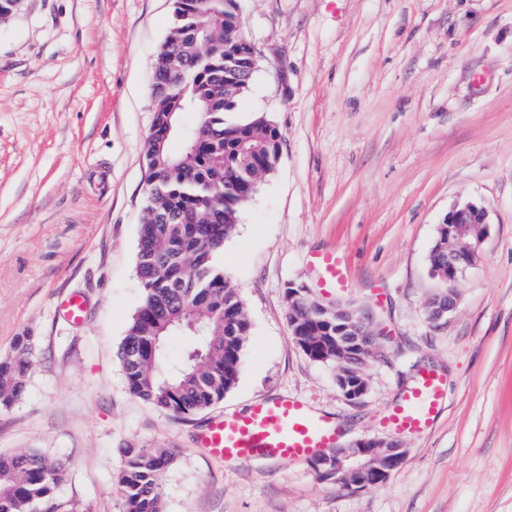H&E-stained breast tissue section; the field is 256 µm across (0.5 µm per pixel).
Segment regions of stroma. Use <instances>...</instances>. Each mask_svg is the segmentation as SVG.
I'll list each match as a JSON object with an SVG mask.
<instances>
[{
    "label": "stroma",
    "mask_w": 512,
    "mask_h": 512,
    "mask_svg": "<svg viewBox=\"0 0 512 512\" xmlns=\"http://www.w3.org/2000/svg\"><path fill=\"white\" fill-rule=\"evenodd\" d=\"M171 0H23L0 21V355L34 338L21 399L0 412V454L67 461L56 494L125 512L123 448H172L165 512H512V0H241L256 52L235 117L282 137L221 261L251 321L243 370L218 405L181 418L130 395L117 357L137 311L138 226L152 63ZM488 211L456 306L428 315V254L455 204ZM346 259L327 288L316 252ZM371 307L393 341L357 401L288 328L287 289ZM82 295V323L57 304ZM447 383L402 465L351 490L309 460L211 457L201 434L261 398L299 397L339 445L385 438L421 369Z\"/></svg>",
    "instance_id": "stroma-1"
}]
</instances>
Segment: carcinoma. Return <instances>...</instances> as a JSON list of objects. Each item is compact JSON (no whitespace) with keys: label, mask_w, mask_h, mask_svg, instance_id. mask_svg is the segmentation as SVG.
Wrapping results in <instances>:
<instances>
[{"label":"carcinoma","mask_w":512,"mask_h":512,"mask_svg":"<svg viewBox=\"0 0 512 512\" xmlns=\"http://www.w3.org/2000/svg\"><path fill=\"white\" fill-rule=\"evenodd\" d=\"M210 36L197 51L193 33ZM169 50L156 54L153 79L162 87L152 103L153 126L167 142L145 154L151 182L138 231L136 272L142 294L118 350L131 395L182 417L224 399L237 385L251 322L241 297L227 283L220 255L251 196L252 175L262 179L281 158V136L264 115L238 122L246 82L224 96V68L249 67L250 42L240 22L239 0H173ZM194 112L193 126L182 122ZM178 139L172 153L168 141ZM193 343L170 359L167 338ZM307 356L336 362V322L311 320L301 330ZM33 339H15L0 358V410L24 393L32 368ZM177 461L171 448H125L117 482L125 512H164L162 477ZM62 459L29 452L0 455V512H75L56 497L66 481Z\"/></svg>","instance_id":"carcinoma-1"}]
</instances>
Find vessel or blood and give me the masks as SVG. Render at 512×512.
Masks as SVG:
<instances>
[{
  "label": "vessel or blood",
  "instance_id": "b4317fda",
  "mask_svg": "<svg viewBox=\"0 0 512 512\" xmlns=\"http://www.w3.org/2000/svg\"><path fill=\"white\" fill-rule=\"evenodd\" d=\"M312 261L325 274L330 288L346 286L345 261L333 252L315 254ZM58 309L74 323L82 322L86 302L72 293L59 301ZM443 400L441 381L433 372H425L407 405L388 410L384 422L393 431L405 435L424 433L433 423ZM336 440L330 422L314 414L297 398L281 396L261 399L243 414L227 415L212 421L203 436V444L215 456L247 462L265 456L300 460Z\"/></svg>",
  "mask_w": 512,
  "mask_h": 512
}]
</instances>
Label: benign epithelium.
Masks as SVG:
<instances>
[{"instance_id": "benign-epithelium-1", "label": "benign epithelium", "mask_w": 512, "mask_h": 512, "mask_svg": "<svg viewBox=\"0 0 512 512\" xmlns=\"http://www.w3.org/2000/svg\"><path fill=\"white\" fill-rule=\"evenodd\" d=\"M443 223L448 225V277L444 278L446 291L433 302L435 322L455 307L454 288L459 271L476 258L478 245L486 234L488 212L472 202L457 204L445 215ZM288 300L290 307L312 316L336 319L340 345L338 385L348 400L361 398L367 384L360 365L368 357L384 356L385 348L379 346V341L387 339L386 330L378 327L370 315L357 309L340 310L323 305L305 286L290 291ZM404 458L405 450L398 440L373 437L358 439L328 455L315 457L311 464L322 477L332 478L343 487L358 489L383 484Z\"/></svg>"}]
</instances>
